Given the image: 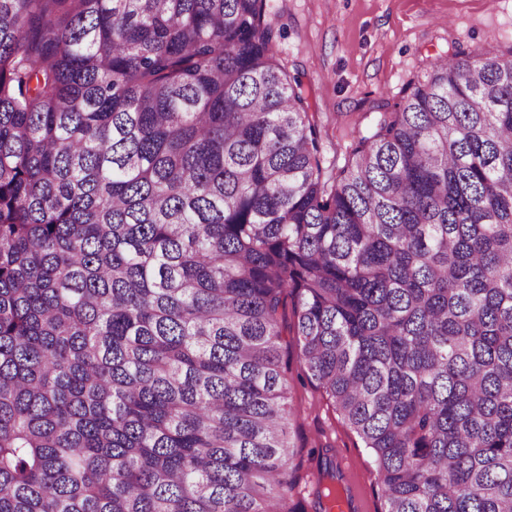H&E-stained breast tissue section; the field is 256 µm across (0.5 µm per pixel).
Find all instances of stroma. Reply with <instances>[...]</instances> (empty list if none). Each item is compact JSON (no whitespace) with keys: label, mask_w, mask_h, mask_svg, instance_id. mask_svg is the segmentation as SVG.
Returning a JSON list of instances; mask_svg holds the SVG:
<instances>
[{"label":"stroma","mask_w":512,"mask_h":512,"mask_svg":"<svg viewBox=\"0 0 512 512\" xmlns=\"http://www.w3.org/2000/svg\"><path fill=\"white\" fill-rule=\"evenodd\" d=\"M268 7L285 27L278 60L310 92L327 168L344 165L373 102L396 101L452 42L496 53L512 47V0H268ZM288 362L295 464L308 472L332 446L359 512H383L370 451L310 382L296 349Z\"/></svg>","instance_id":"1"}]
</instances>
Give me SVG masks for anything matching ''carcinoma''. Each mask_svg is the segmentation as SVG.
Here are the masks:
<instances>
[{
    "label": "carcinoma",
    "mask_w": 512,
    "mask_h": 512,
    "mask_svg": "<svg viewBox=\"0 0 512 512\" xmlns=\"http://www.w3.org/2000/svg\"><path fill=\"white\" fill-rule=\"evenodd\" d=\"M280 37L0 0V512H294L289 299L384 512H512V49L453 43L329 173Z\"/></svg>",
    "instance_id": "obj_1"
}]
</instances>
